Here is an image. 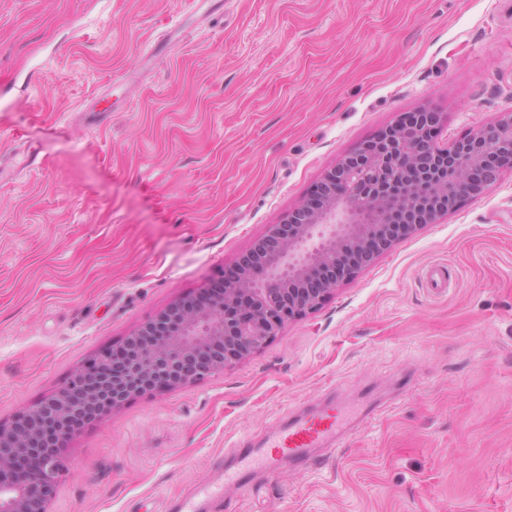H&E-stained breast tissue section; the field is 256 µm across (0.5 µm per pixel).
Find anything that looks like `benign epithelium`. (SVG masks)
<instances>
[{
    "label": "benign epithelium",
    "instance_id": "7a95c632",
    "mask_svg": "<svg viewBox=\"0 0 512 512\" xmlns=\"http://www.w3.org/2000/svg\"><path fill=\"white\" fill-rule=\"evenodd\" d=\"M438 122L436 112L402 113L269 225L219 293L170 305L58 391L0 421V512H52L65 450L86 421L224 371L318 309L398 241L394 231L438 223L512 171V112L451 146L436 140Z\"/></svg>",
    "mask_w": 512,
    "mask_h": 512
}]
</instances>
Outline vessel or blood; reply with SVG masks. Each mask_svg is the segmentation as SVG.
Here are the masks:
<instances>
[{
  "label": "vessel or blood",
  "mask_w": 512,
  "mask_h": 512,
  "mask_svg": "<svg viewBox=\"0 0 512 512\" xmlns=\"http://www.w3.org/2000/svg\"><path fill=\"white\" fill-rule=\"evenodd\" d=\"M348 424L342 405L332 398L326 400L272 434L261 447L240 453L235 465L225 469L223 483L203 486L192 496L181 499L178 512H202L204 505L222 497L226 489L247 487L256 472L275 475L287 464L306 467L318 449L335 453Z\"/></svg>",
  "instance_id": "vessel-or-blood-1"
}]
</instances>
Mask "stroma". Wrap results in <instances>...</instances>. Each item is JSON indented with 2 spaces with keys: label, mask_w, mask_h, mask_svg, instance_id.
Masks as SVG:
<instances>
[{
  "label": "stroma",
  "mask_w": 512,
  "mask_h": 512,
  "mask_svg": "<svg viewBox=\"0 0 512 512\" xmlns=\"http://www.w3.org/2000/svg\"><path fill=\"white\" fill-rule=\"evenodd\" d=\"M419 107L451 141L512 110V0H0V419ZM330 396L371 410L342 448L209 512H512V171L224 372L82 427L53 512H161Z\"/></svg>",
  "instance_id": "stroma-1"
}]
</instances>
